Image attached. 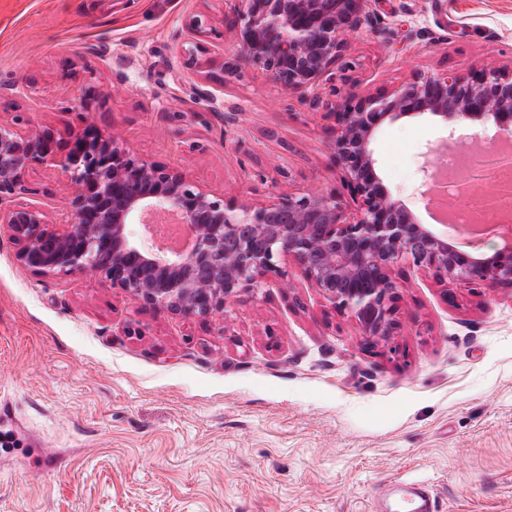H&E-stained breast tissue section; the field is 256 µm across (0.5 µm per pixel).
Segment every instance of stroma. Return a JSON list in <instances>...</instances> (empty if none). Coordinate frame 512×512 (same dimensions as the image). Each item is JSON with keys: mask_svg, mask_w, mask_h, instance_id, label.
Here are the masks:
<instances>
[{"mask_svg": "<svg viewBox=\"0 0 512 512\" xmlns=\"http://www.w3.org/2000/svg\"><path fill=\"white\" fill-rule=\"evenodd\" d=\"M224 0H0V123L95 126L217 196L335 193L332 120L243 64L175 69L179 19ZM336 96L414 74L512 70V0H373ZM27 88L16 91L15 77ZM99 94L75 102L85 87ZM432 117L381 126L374 157L421 223ZM68 176L28 172L14 201L67 224ZM0 234V512H374L375 489L427 482L442 512H512V287L396 268L400 327L359 344L353 322L290 269L227 318L187 320L84 273L40 278Z\"/></svg>", "mask_w": 512, "mask_h": 512, "instance_id": "1", "label": "stroma"}]
</instances>
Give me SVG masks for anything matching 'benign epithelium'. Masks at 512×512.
I'll use <instances>...</instances> for the list:
<instances>
[{
  "instance_id": "7a95c632",
  "label": "benign epithelium",
  "mask_w": 512,
  "mask_h": 512,
  "mask_svg": "<svg viewBox=\"0 0 512 512\" xmlns=\"http://www.w3.org/2000/svg\"><path fill=\"white\" fill-rule=\"evenodd\" d=\"M233 51L221 74L234 77L247 61L317 109L323 89L347 51V37L369 20L370 0H236ZM203 14L181 20L186 64H198L212 34ZM430 114L445 123L443 143L420 152V196L439 172L445 146L472 139L463 121L494 128L491 140H512V72L484 68L469 78L454 73L415 74L389 94L349 95L330 107L335 123L334 162L352 201L350 217L334 194L279 193L261 202L219 198L186 172L140 158L92 125L63 138L52 129L21 134L0 123V229L17 245L15 259L43 277L90 273L143 305L181 318L226 317L244 293L263 282L286 284L281 263H292L341 315L365 345L388 342L399 326L401 263L430 272L440 283L512 287V248L488 254L482 236L512 242V225L483 227L461 249L445 225L436 232L392 197L371 148L384 123ZM70 175L72 221L49 224L35 205L7 203L36 165ZM187 230L189 249L168 245L159 218ZM141 226V236L130 229Z\"/></svg>"
}]
</instances>
